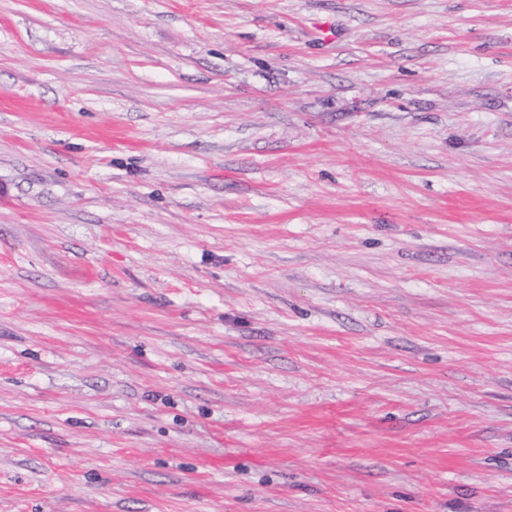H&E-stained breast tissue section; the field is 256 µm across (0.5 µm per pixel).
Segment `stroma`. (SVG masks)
I'll list each match as a JSON object with an SVG mask.
<instances>
[{"mask_svg": "<svg viewBox=\"0 0 512 512\" xmlns=\"http://www.w3.org/2000/svg\"><path fill=\"white\" fill-rule=\"evenodd\" d=\"M0 512H512V0H0Z\"/></svg>", "mask_w": 512, "mask_h": 512, "instance_id": "1", "label": "stroma"}]
</instances>
